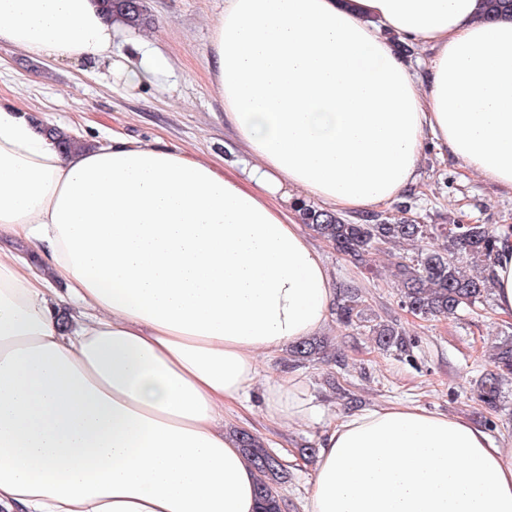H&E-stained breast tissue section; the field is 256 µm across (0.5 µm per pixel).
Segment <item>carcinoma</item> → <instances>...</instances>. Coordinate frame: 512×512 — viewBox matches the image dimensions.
<instances>
[{"label": "carcinoma", "instance_id": "carcinoma-1", "mask_svg": "<svg viewBox=\"0 0 512 512\" xmlns=\"http://www.w3.org/2000/svg\"><path fill=\"white\" fill-rule=\"evenodd\" d=\"M104 16L127 29L145 25L143 0H99ZM486 18L512 17V0H484ZM50 141L67 150L75 145L69 134L54 128L41 129ZM401 218H382L378 214L363 215L349 222L339 214L307 203L298 207L302 223L331 244L337 252L357 262H364L371 251L385 245L414 244L417 252L397 262L391 275L399 285L401 307L425 319H439L465 309H473L487 301L493 292L492 264L501 237L491 224H420L405 217L408 205L398 206ZM443 239L440 247L429 240ZM366 304L362 291L347 287L341 291L336 305V319L347 328H365L381 351L407 348L397 325L383 321L367 324ZM327 341L312 337L292 345L290 356L297 362L324 358ZM512 379V337L495 346L492 368L476 381L474 392L486 412L499 410L503 384ZM240 448L256 469L259 479L257 500L259 512H284L285 504L276 487L287 479L283 463L268 452L253 433L237 430Z\"/></svg>", "mask_w": 512, "mask_h": 512}]
</instances>
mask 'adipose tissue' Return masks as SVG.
I'll list each match as a JSON object with an SVG mask.
<instances>
[{"mask_svg": "<svg viewBox=\"0 0 512 512\" xmlns=\"http://www.w3.org/2000/svg\"><path fill=\"white\" fill-rule=\"evenodd\" d=\"M482 3L224 0L207 69L237 174L120 135L62 150L0 100V512H257L224 410L259 385L304 422L258 358L336 299L297 204L392 203L429 142L512 190V18ZM113 33L95 0H0V42L47 60L109 58ZM494 299L512 318V235ZM319 448L304 512H512V448L461 417L377 406Z\"/></svg>", "mask_w": 512, "mask_h": 512, "instance_id": "1", "label": "adipose tissue"}]
</instances>
